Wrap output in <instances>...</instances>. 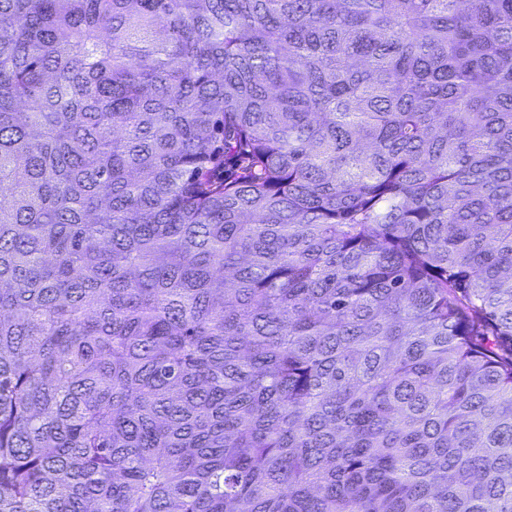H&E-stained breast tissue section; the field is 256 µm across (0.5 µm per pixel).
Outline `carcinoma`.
<instances>
[{"label":"carcinoma","mask_w":512,"mask_h":512,"mask_svg":"<svg viewBox=\"0 0 512 512\" xmlns=\"http://www.w3.org/2000/svg\"><path fill=\"white\" fill-rule=\"evenodd\" d=\"M0 512H512V0H0Z\"/></svg>","instance_id":"cac0c4a2"}]
</instances>
